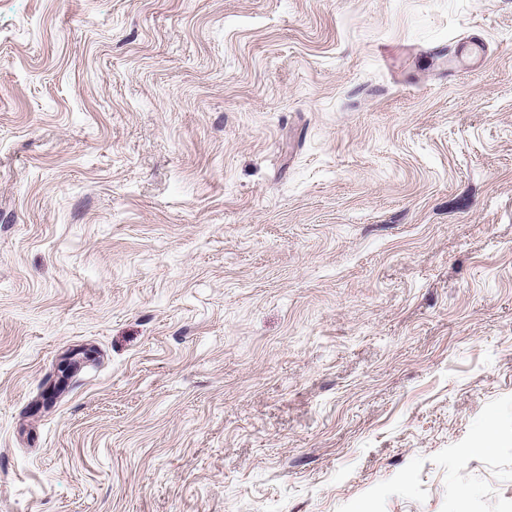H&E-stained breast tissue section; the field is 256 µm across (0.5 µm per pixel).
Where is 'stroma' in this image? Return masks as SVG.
Segmentation results:
<instances>
[{"label": "stroma", "mask_w": 512, "mask_h": 512, "mask_svg": "<svg viewBox=\"0 0 512 512\" xmlns=\"http://www.w3.org/2000/svg\"><path fill=\"white\" fill-rule=\"evenodd\" d=\"M0 512H512V0H0Z\"/></svg>", "instance_id": "stroma-1"}]
</instances>
